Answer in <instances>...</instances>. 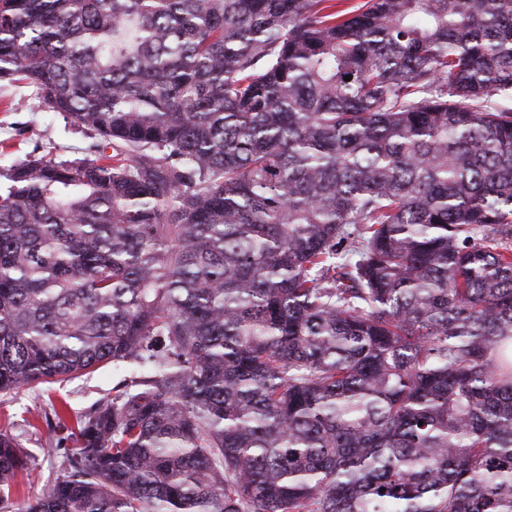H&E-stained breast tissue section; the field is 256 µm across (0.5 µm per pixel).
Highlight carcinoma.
Here are the masks:
<instances>
[{
	"mask_svg": "<svg viewBox=\"0 0 512 512\" xmlns=\"http://www.w3.org/2000/svg\"><path fill=\"white\" fill-rule=\"evenodd\" d=\"M17 81L0 395L128 371L21 512H512V0H0ZM30 90L23 82L0 85V153L22 160L34 147L43 154H69L91 141L64 114L28 112Z\"/></svg>",
	"mask_w": 512,
	"mask_h": 512,
	"instance_id": "obj_1",
	"label": "carcinoma"
}]
</instances>
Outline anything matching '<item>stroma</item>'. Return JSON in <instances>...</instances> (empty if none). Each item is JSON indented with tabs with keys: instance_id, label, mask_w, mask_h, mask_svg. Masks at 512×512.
Masks as SVG:
<instances>
[{
	"instance_id": "35a3bbf8",
	"label": "stroma",
	"mask_w": 512,
	"mask_h": 512,
	"mask_svg": "<svg viewBox=\"0 0 512 512\" xmlns=\"http://www.w3.org/2000/svg\"><path fill=\"white\" fill-rule=\"evenodd\" d=\"M30 90L25 83L0 85V152L14 160L24 159L33 148L42 153L65 154L86 147L84 132L65 115L30 112L25 108ZM122 372L105 364L92 374L61 384L27 389L0 397V430L8 431L31 457L30 478L20 479L18 494L8 512L52 487L63 475L64 446L51 440L47 429L36 430L34 419L50 413L53 405L67 402L71 415H79L111 396Z\"/></svg>"
}]
</instances>
